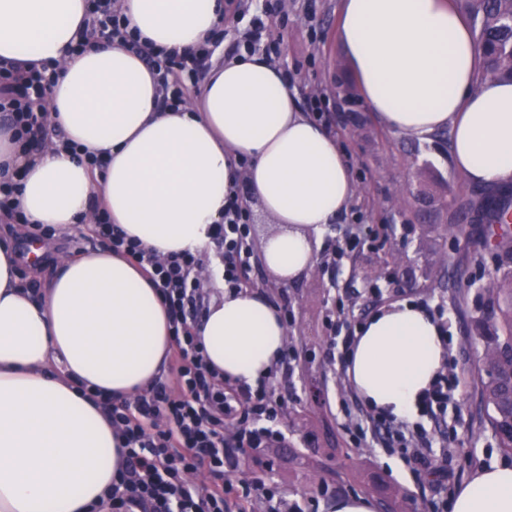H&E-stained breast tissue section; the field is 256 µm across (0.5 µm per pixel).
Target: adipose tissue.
<instances>
[{"instance_id":"obj_1","label":"adipose tissue","mask_w":512,"mask_h":512,"mask_svg":"<svg viewBox=\"0 0 512 512\" xmlns=\"http://www.w3.org/2000/svg\"><path fill=\"white\" fill-rule=\"evenodd\" d=\"M143 39L182 51L224 15V0H119ZM88 0H0V62L57 73L50 125L62 137L22 153L0 114V168L26 175L15 201L30 226L94 230L98 210L158 255L210 249L237 173L276 224L261 259L287 283L315 267L323 229L356 187L334 137L304 112L295 88L264 55L214 64L200 95L156 106L141 58L100 43L72 56L88 30ZM340 38L367 109L390 131L423 140L449 130L452 162L479 186L512 185V82L476 86L479 53L455 0H342ZM104 156L105 171L65 148ZM0 241V512H87L125 461L88 383L125 400L161 377L172 353L169 318L129 257L91 248L52 263L42 288L18 275L5 225ZM208 361L236 385L258 386L287 339L280 312L249 288L217 289L193 327ZM436 321L402 301L356 330L346 375L361 400L414 420L445 364ZM451 512H512V465L479 470Z\"/></svg>"}]
</instances>
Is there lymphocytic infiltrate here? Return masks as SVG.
Here are the masks:
<instances>
[{"instance_id":"f902f5d3","label":"lymphocytic infiltrate","mask_w":512,"mask_h":512,"mask_svg":"<svg viewBox=\"0 0 512 512\" xmlns=\"http://www.w3.org/2000/svg\"><path fill=\"white\" fill-rule=\"evenodd\" d=\"M90 14L92 29L102 41L124 45L147 61L169 108L185 101L217 48L211 38L182 53L144 42L115 0H90ZM224 20L233 26V54L261 53L271 60L282 56L280 30L288 24L282 0H224ZM52 86L46 72L0 65V113L7 114L14 141L25 150L48 138L42 103ZM97 234L113 252L127 255L143 269L167 308L177 390L172 393L156 384L117 402L96 387L79 386V393L100 404L126 450L125 464L106 500L92 505L91 512H225L237 455L261 454L283 441L278 423L285 404L276 397L272 381L255 388L233 385L209 369L202 342L192 332L206 307L192 276L200 263L197 256L183 252L159 257L112 224L105 212ZM249 235L248 210L238 192L230 191L214 235L228 288L245 284L252 259ZM202 470L217 478L213 489L192 483V475Z\"/></svg>"}]
</instances>
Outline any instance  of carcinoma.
<instances>
[{"mask_svg":"<svg viewBox=\"0 0 512 512\" xmlns=\"http://www.w3.org/2000/svg\"><path fill=\"white\" fill-rule=\"evenodd\" d=\"M471 19L480 54L476 87L487 82L512 81V0H458ZM438 204L460 221L481 213L482 246L498 257L496 276L481 288L483 305L469 316L470 335L482 345L478 389L487 423L506 452H512V192L497 195L452 193Z\"/></svg>","mask_w":512,"mask_h":512,"instance_id":"obj_1","label":"carcinoma"}]
</instances>
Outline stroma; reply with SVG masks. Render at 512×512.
I'll use <instances>...</instances> for the list:
<instances>
[{
	"mask_svg": "<svg viewBox=\"0 0 512 512\" xmlns=\"http://www.w3.org/2000/svg\"><path fill=\"white\" fill-rule=\"evenodd\" d=\"M341 0H288L286 58L290 82L302 109L326 93L323 125L336 137L356 183L351 207L328 225L311 273L290 283L276 281L260 257L245 273L248 288L287 309L286 345L295 352L272 370L276 392L286 402L281 448L263 458L238 455L235 476L271 478L288 503L303 512H329L340 497H369L376 512H440L437 477L413 478L407 464L386 450V439L370 419L371 409L348 381L336 346L337 330L357 327L378 308L398 301L443 309L448 324V365L460 387L444 418L417 417L430 442L433 466L447 472L449 490L496 462L512 463L485 427L476 365L482 353L467 334L479 289L496 274L492 254L469 263L479 249L478 227L446 232L447 217L423 223L420 204L406 192L411 164L409 138L386 130L359 106L355 125L337 122L343 87L353 76L339 39ZM440 263L439 276L425 267ZM468 283L458 294L459 283Z\"/></svg>",
	"mask_w": 512,
	"mask_h": 512,
	"instance_id": "35a3bbf8",
	"label": "stroma"
}]
</instances>
